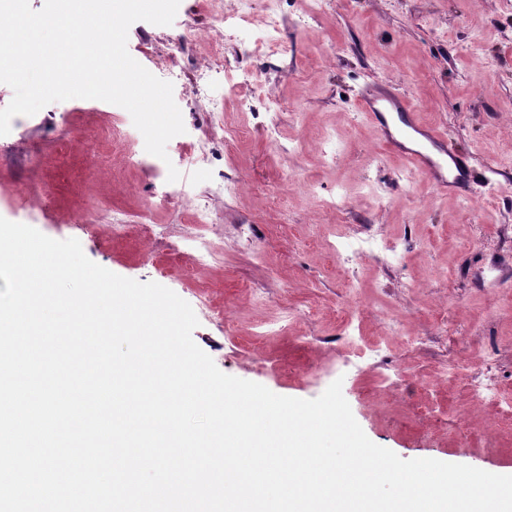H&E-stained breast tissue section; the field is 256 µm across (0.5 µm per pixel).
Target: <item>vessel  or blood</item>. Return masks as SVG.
I'll list each match as a JSON object with an SVG mask.
<instances>
[{
	"instance_id": "1",
	"label": "vessel or blood",
	"mask_w": 512,
	"mask_h": 512,
	"mask_svg": "<svg viewBox=\"0 0 512 512\" xmlns=\"http://www.w3.org/2000/svg\"><path fill=\"white\" fill-rule=\"evenodd\" d=\"M360 108L382 144L403 156L438 193L468 197L476 177L468 153L457 150L445 130L424 124L394 86L377 83L360 93Z\"/></svg>"
}]
</instances>
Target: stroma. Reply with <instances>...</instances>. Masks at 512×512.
<instances>
[{
  "instance_id": "35a3bbf8",
  "label": "stroma",
  "mask_w": 512,
  "mask_h": 512,
  "mask_svg": "<svg viewBox=\"0 0 512 512\" xmlns=\"http://www.w3.org/2000/svg\"><path fill=\"white\" fill-rule=\"evenodd\" d=\"M243 14L252 30L225 40ZM270 14L269 56L250 42ZM127 48L173 85L185 131L167 159L146 152L120 106L50 103L0 136V217L77 239L91 261L171 289L222 372L278 395L325 391L311 371L344 354L351 308L401 374L393 386L373 373L344 380L366 436L406 460L512 475V432L494 430V409L437 380L448 360L478 367L494 344L512 391V0H180L171 25L133 23ZM243 71L258 88L229 94L227 78ZM378 81L486 171L471 199L437 193L381 146L359 105ZM172 166L181 177L171 183ZM339 191L345 205L327 208ZM355 234L399 240L402 264L346 263L329 250ZM490 266L501 273L492 286L481 278ZM291 309L297 318L284 321Z\"/></svg>"
}]
</instances>
